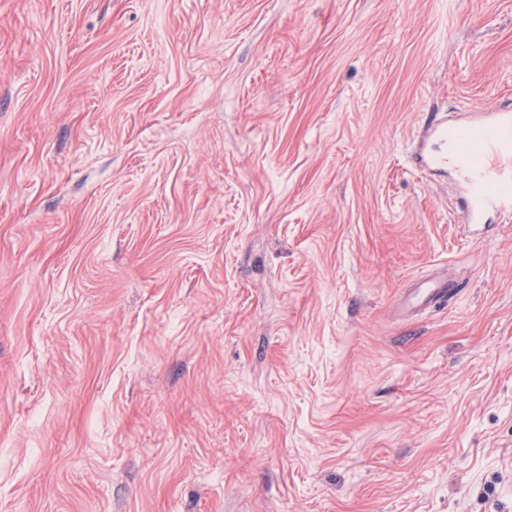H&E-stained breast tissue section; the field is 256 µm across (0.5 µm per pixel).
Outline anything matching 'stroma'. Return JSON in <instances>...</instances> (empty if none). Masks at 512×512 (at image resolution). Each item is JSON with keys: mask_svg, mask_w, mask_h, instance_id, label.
<instances>
[{"mask_svg": "<svg viewBox=\"0 0 512 512\" xmlns=\"http://www.w3.org/2000/svg\"><path fill=\"white\" fill-rule=\"evenodd\" d=\"M502 99L512 0H0V512H512ZM512 104L503 109L495 104L478 112L470 122L448 129L440 112H429L427 141L450 142L448 151H427L424 162L429 167L451 164L467 181L465 209L470 224H482L488 210L512 213V168L501 164L512 161ZM422 287L424 288L416 289L415 296L413 297V302L419 307L441 303L446 304L459 292L458 286L448 284V281L430 282L424 284Z\"/></svg>", "mask_w": 512, "mask_h": 512, "instance_id": "obj_1", "label": "stroma"}]
</instances>
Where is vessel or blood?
Masks as SVG:
<instances>
[{
	"label": "vessel or blood",
	"instance_id": "vessel-or-blood-1",
	"mask_svg": "<svg viewBox=\"0 0 512 512\" xmlns=\"http://www.w3.org/2000/svg\"><path fill=\"white\" fill-rule=\"evenodd\" d=\"M425 138L449 143V151H429L426 165L433 168L454 167L467 181L465 209L471 223H481L486 211L512 213V111L501 105L480 110L475 120L448 126L441 113L428 115ZM457 285L430 282L416 289L413 301L426 307L448 302L457 295Z\"/></svg>",
	"mask_w": 512,
	"mask_h": 512
}]
</instances>
